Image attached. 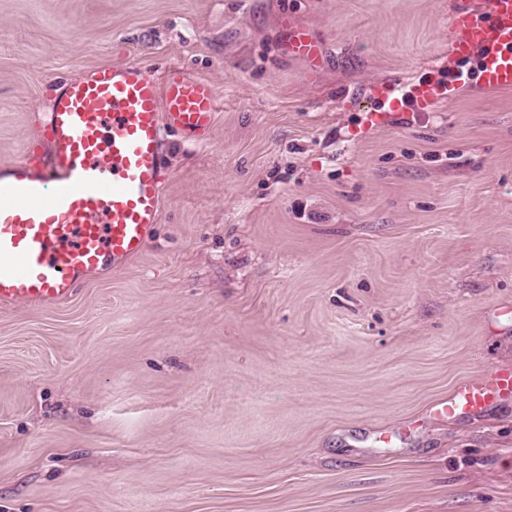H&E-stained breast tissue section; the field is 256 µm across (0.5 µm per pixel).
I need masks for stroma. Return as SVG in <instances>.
Listing matches in <instances>:
<instances>
[{
    "label": "stroma",
    "instance_id": "stroma-1",
    "mask_svg": "<svg viewBox=\"0 0 512 512\" xmlns=\"http://www.w3.org/2000/svg\"><path fill=\"white\" fill-rule=\"evenodd\" d=\"M459 2L0 0V168L91 68L218 90L141 255L0 304V512H512V400L430 412L512 365V89L364 117L456 67ZM283 26L287 30L288 53L292 56L309 62L312 65L320 59V47L303 28L289 29L288 15L283 19Z\"/></svg>",
    "mask_w": 512,
    "mask_h": 512
}]
</instances>
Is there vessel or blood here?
Wrapping results in <instances>:
<instances>
[{"instance_id":"b4317fda","label":"vessel or blood","mask_w":512,"mask_h":512,"mask_svg":"<svg viewBox=\"0 0 512 512\" xmlns=\"http://www.w3.org/2000/svg\"><path fill=\"white\" fill-rule=\"evenodd\" d=\"M456 29L453 53H478V77L376 84L380 111L428 112L475 81L512 88V0L460 8ZM287 35L290 55L318 63L306 29ZM217 97L211 81L180 67L160 81L134 62L93 68L61 87L45 125L50 154L26 152L0 172V303H65L81 280L142 253L161 215L163 130L210 128ZM509 398L512 369L498 367L459 381L434 413L451 420Z\"/></svg>"}]
</instances>
